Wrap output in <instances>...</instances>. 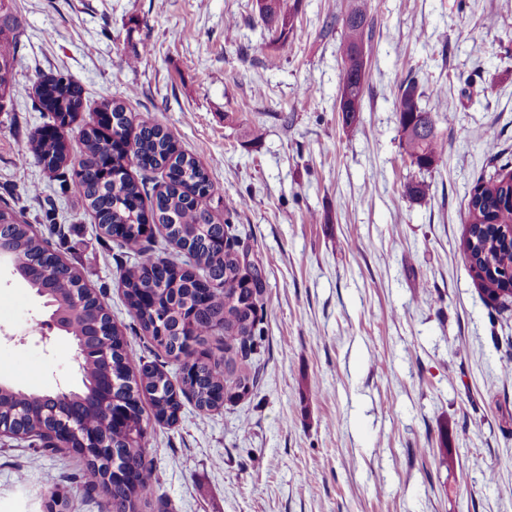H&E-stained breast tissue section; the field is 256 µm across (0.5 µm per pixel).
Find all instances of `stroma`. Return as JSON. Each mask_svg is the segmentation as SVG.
Returning a JSON list of instances; mask_svg holds the SVG:
<instances>
[{
  "mask_svg": "<svg viewBox=\"0 0 512 512\" xmlns=\"http://www.w3.org/2000/svg\"><path fill=\"white\" fill-rule=\"evenodd\" d=\"M290 3L294 29L274 46L255 0H15L0 201L99 295L129 351L177 373L125 303L119 272L135 256L27 155L53 123L32 86L65 75L85 98L71 149L106 100L158 123L221 187L209 207L261 273L257 387L149 425L154 493L137 512H512V298L479 289L460 220L477 177L512 162V0H368L350 126L336 100L354 0ZM411 75L445 115L429 171L401 149L395 101ZM411 180L428 193L402 196ZM47 315L0 265V381L78 384L74 342L29 335ZM81 473L69 450L0 440V512H47L53 485L66 512H112Z\"/></svg>",
  "mask_w": 512,
  "mask_h": 512,
  "instance_id": "obj_1",
  "label": "stroma"
}]
</instances>
